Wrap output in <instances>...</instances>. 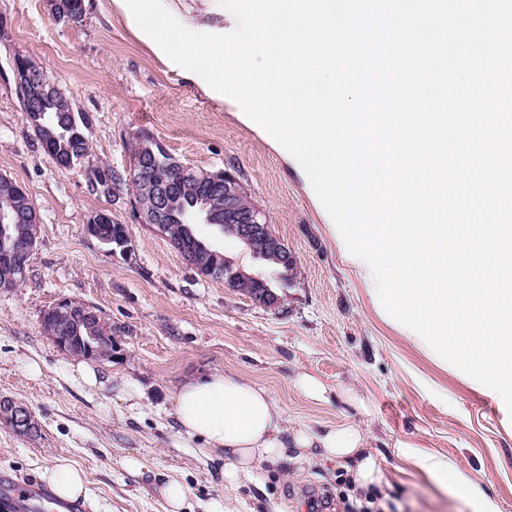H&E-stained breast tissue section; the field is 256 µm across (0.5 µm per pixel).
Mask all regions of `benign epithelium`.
Masks as SVG:
<instances>
[{
    "mask_svg": "<svg viewBox=\"0 0 512 512\" xmlns=\"http://www.w3.org/2000/svg\"><path fill=\"white\" fill-rule=\"evenodd\" d=\"M50 14L54 21L71 25L76 21L72 14L68 0H48ZM13 70L19 90V97L23 110L27 113L31 125L36 132L47 130L43 124L45 105L49 104L56 112H65L71 122V139L78 145L84 140L74 112L71 100L57 86L47 80L44 72L36 67L29 59L16 57ZM164 152L163 146L153 148L142 140L135 147L133 161L141 163L147 156L159 158ZM84 158L83 151L78 148L68 149V154L54 157L56 165L64 170L71 169ZM182 176L186 180H209L224 185V191H215L208 196L197 198L196 208L190 211L182 210L176 215L177 205L173 201V190L165 184L155 182H140L142 192L147 201L145 206V219L153 230L163 235L166 224L171 219H179L183 224V238L196 240L192 225L203 222L213 224L219 217H224V223L233 225L236 236L248 242L255 238H264L269 245L276 249L285 263L293 262L296 257L288 243L276 237L266 224L265 215L258 209H246L241 204V189L238 180L230 173L224 172H197L193 169L182 168ZM12 197L14 204L6 209L0 208V267L8 271L6 281L19 283L17 276L25 275L29 269L30 260L35 249V240L14 233V225L29 224L37 219V213L27 210L24 204L26 191L15 181L6 178L0 181V197ZM112 223V215L106 211L97 212L86 224L87 232L105 245L112 244V239L104 236V225ZM81 316L84 324L99 333V336H81L79 340L87 357L91 358L101 353L100 348L92 342L102 337L112 338L111 327L91 308L77 302L63 300L46 311L41 317V326L55 345L62 351L71 352V343L74 337L67 335L71 330L69 322L72 317ZM0 420L9 424L19 434H29L35 429V420L29 408L18 401L0 399Z\"/></svg>",
    "mask_w": 512,
    "mask_h": 512,
    "instance_id": "1",
    "label": "benign epithelium"
}]
</instances>
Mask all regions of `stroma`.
Listing matches in <instances>:
<instances>
[{
	"instance_id": "1",
	"label": "stroma",
	"mask_w": 512,
	"mask_h": 512,
	"mask_svg": "<svg viewBox=\"0 0 512 512\" xmlns=\"http://www.w3.org/2000/svg\"><path fill=\"white\" fill-rule=\"evenodd\" d=\"M82 24L64 26L47 0H0V175L27 192L41 229L24 283L0 289V398L24 402L37 422L20 435L0 423V472L30 479L60 457L88 480L89 512H164L158 488L188 489L185 512H345L359 503L343 469L284 462L263 465L234 490L224 458L181 436L176 396L190 380L233 373L267 388L288 423L317 429L353 424L385 457L390 485L380 508L474 512L412 464L416 454L459 463L470 480L512 512V412L494 391L445 370L379 314L369 290L304 178L228 104L207 98L177 66L164 64L129 27L114 0H84ZM29 58L85 116L89 153L63 170L42 149L22 110L12 62ZM181 165L227 171L296 256L293 271L268 264L216 226L197 236L277 297L266 306L199 276L168 240L144 224L128 180L141 136ZM120 175L112 183L110 175ZM124 225L123 246H106L85 224L97 211ZM68 299L112 327V357L99 361L103 385L81 389L57 375L66 360L40 325ZM38 361L39 377L27 365ZM353 389L315 403L294 384L302 373ZM137 384L141 399L125 397ZM139 458L140 475L121 462Z\"/></svg>"
}]
</instances>
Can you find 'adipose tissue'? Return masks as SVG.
I'll use <instances>...</instances> for the list:
<instances>
[{
  "instance_id": "adipose-tissue-1",
  "label": "adipose tissue",
  "mask_w": 512,
  "mask_h": 512,
  "mask_svg": "<svg viewBox=\"0 0 512 512\" xmlns=\"http://www.w3.org/2000/svg\"><path fill=\"white\" fill-rule=\"evenodd\" d=\"M175 417L181 435L200 439L224 454V484L232 488L263 462L335 463L348 473L354 489L383 488L388 483L384 460L369 446L358 426L287 427L284 412L269 391L236 374L213 373L184 383L176 397ZM415 465L442 491L473 499L478 512H499L496 503L475 493L464 470L437 455L416 457ZM65 501L86 497L82 471L64 459L42 475Z\"/></svg>"
}]
</instances>
